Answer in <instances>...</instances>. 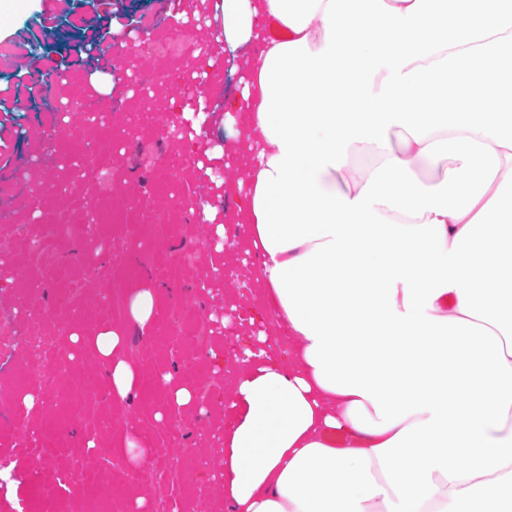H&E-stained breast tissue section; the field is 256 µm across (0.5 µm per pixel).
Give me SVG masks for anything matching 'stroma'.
Here are the masks:
<instances>
[{
  "instance_id": "1",
  "label": "stroma",
  "mask_w": 512,
  "mask_h": 512,
  "mask_svg": "<svg viewBox=\"0 0 512 512\" xmlns=\"http://www.w3.org/2000/svg\"><path fill=\"white\" fill-rule=\"evenodd\" d=\"M176 0H104L98 12L101 30L100 76H111V109L98 114L75 111L59 92L39 93L29 100L27 86L43 81L46 70L61 78L74 74L69 59L78 47V26L90 12L75 8L70 0H0V50L15 51L18 59L0 69V179L41 189L36 200L0 195V212L11 221L0 223V385H13L11 410L24 415L22 398L28 389L14 386L15 377L36 373L47 382L38 389L46 404L38 420L19 430L0 418V455L11 457L23 470H34L31 483L13 486L0 497V512H16L26 501L29 512H99L100 504L72 488L65 499L40 494L60 470L79 465L88 475L107 471L120 495L122 512L129 507L124 474L128 450L112 446L115 435L136 426L138 443L147 446L153 465L139 480L156 488L168 460L181 469L170 478L169 488L178 498L177 512H229L224 489L199 476L200 461L218 448L224 430L223 374L207 362L209 350L232 358L253 332L243 319L251 313L261 263L258 252H244L239 242L246 229L238 224L236 197L219 198V187L204 177L189 178L187 171L204 158L201 141L189 140L185 110L205 108L211 119L207 129L212 143L225 147L218 166L224 184L236 186L246 177V156L236 147L235 129L221 126L219 116L237 97L244 75L239 52L225 51L224 79L200 93L194 78L182 23L176 18ZM40 45L37 66H20L31 45ZM172 100H158L162 87ZM52 111L64 140L34 142L45 111ZM167 122L172 132L159 136L157 122ZM108 135L111 151L100 157L85 154L80 170L66 161L71 146L87 133ZM98 192L89 204L85 185ZM221 199V221L226 241H218L209 224L197 222L191 205ZM65 225V233L51 237L43 228L48 221ZM223 252H216V244ZM221 264L223 276L214 279L213 266ZM153 287L162 296L158 317L146 327L127 318L131 295ZM70 297L66 313L56 305L60 294ZM124 326L126 352L140 366L130 397L113 407L106 385L88 358L71 361L64 374L51 377V363L68 352L70 332L90 333ZM43 331L45 348L29 347L24 338ZM170 373L193 388V407L177 406L161 385ZM101 390L99 424L94 433L97 448H87L83 407L74 392L85 383ZM163 421H156V412ZM174 430L175 442L158 447L156 438ZM58 448L53 460L34 469V451L47 441Z\"/></svg>"
}]
</instances>
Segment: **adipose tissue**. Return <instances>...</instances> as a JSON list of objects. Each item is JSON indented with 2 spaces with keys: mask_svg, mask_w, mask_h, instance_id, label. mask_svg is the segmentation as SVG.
Wrapping results in <instances>:
<instances>
[{
  "mask_svg": "<svg viewBox=\"0 0 512 512\" xmlns=\"http://www.w3.org/2000/svg\"><path fill=\"white\" fill-rule=\"evenodd\" d=\"M177 5L203 78L261 44L220 119L263 137L238 213L277 330L224 363L230 512H512V0ZM69 341L124 402V328Z\"/></svg>",
  "mask_w": 512,
  "mask_h": 512,
  "instance_id": "adipose-tissue-1",
  "label": "adipose tissue"
}]
</instances>
